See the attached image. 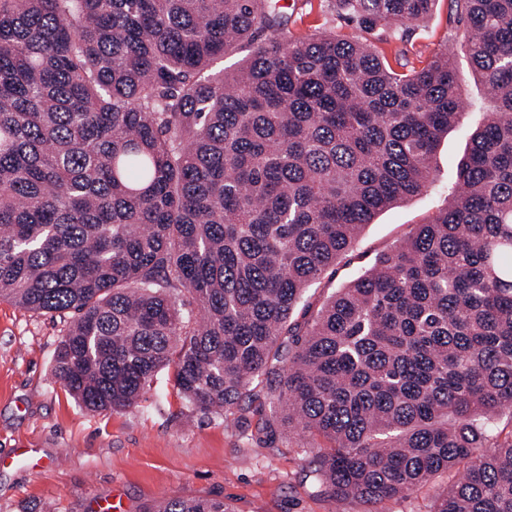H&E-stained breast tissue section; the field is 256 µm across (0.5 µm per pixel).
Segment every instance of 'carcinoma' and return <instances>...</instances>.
I'll return each instance as SVG.
<instances>
[{"instance_id":"obj_1","label":"carcinoma","mask_w":512,"mask_h":512,"mask_svg":"<svg viewBox=\"0 0 512 512\" xmlns=\"http://www.w3.org/2000/svg\"><path fill=\"white\" fill-rule=\"evenodd\" d=\"M338 2L370 31L435 0ZM450 2L488 89L451 201L298 323L362 228L431 184L474 106L454 54L401 74L364 40L289 39L274 0H0V297L68 317L69 395L128 410L168 367L225 416L279 364L260 431L328 440L333 503L456 470L431 512H512V0Z\"/></svg>"}]
</instances>
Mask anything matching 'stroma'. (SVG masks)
<instances>
[{"label": "stroma", "mask_w": 512, "mask_h": 512, "mask_svg": "<svg viewBox=\"0 0 512 512\" xmlns=\"http://www.w3.org/2000/svg\"><path fill=\"white\" fill-rule=\"evenodd\" d=\"M287 2L289 38L324 31L364 36L400 73L453 52L461 91L475 104L442 140L428 189L377 214L308 288L306 298L316 308L447 205L467 133L483 121L485 89L470 75L464 31L453 21L450 0H437L421 26L369 35L337 10L335 0ZM66 324L58 315L0 298V512H106L111 506L141 512L145 504L169 497L221 498L231 512H365L364 505L333 504L314 492L307 472L328 445L323 437L299 430L259 436L258 424L268 412L264 399L247 397L225 418L205 415L178 397L166 369L135 408L81 407L52 373ZM18 448L28 449L29 464L13 463Z\"/></svg>", "instance_id": "stroma-1"}]
</instances>
